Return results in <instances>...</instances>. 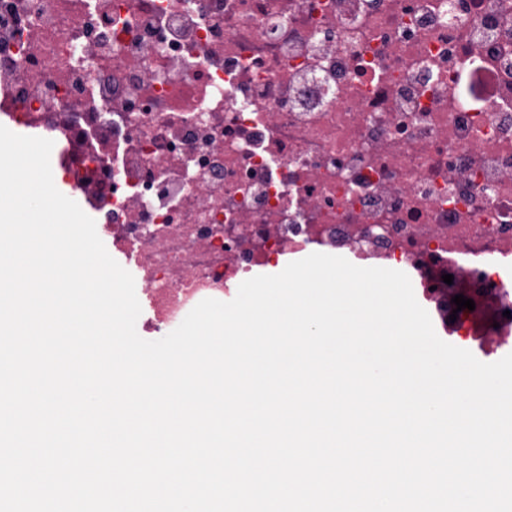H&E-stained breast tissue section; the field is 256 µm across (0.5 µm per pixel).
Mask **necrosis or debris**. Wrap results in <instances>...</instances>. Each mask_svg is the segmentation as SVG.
<instances>
[{
    "label": "necrosis or debris",
    "mask_w": 512,
    "mask_h": 512,
    "mask_svg": "<svg viewBox=\"0 0 512 512\" xmlns=\"http://www.w3.org/2000/svg\"><path fill=\"white\" fill-rule=\"evenodd\" d=\"M0 115L134 256L145 332L318 252L512 337V0H0Z\"/></svg>",
    "instance_id": "obj_1"
}]
</instances>
